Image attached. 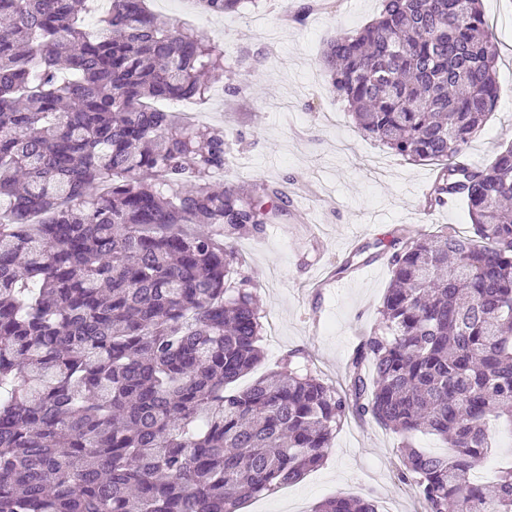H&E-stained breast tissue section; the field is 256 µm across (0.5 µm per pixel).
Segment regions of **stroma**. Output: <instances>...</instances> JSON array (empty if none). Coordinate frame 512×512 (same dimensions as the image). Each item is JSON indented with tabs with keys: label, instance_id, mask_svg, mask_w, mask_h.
Listing matches in <instances>:
<instances>
[{
	"label": "stroma",
	"instance_id": "1",
	"mask_svg": "<svg viewBox=\"0 0 512 512\" xmlns=\"http://www.w3.org/2000/svg\"><path fill=\"white\" fill-rule=\"evenodd\" d=\"M322 10L283 20V0H244L238 11L200 15L189 0H149L155 15L193 29L224 52L209 96L188 101L204 124L224 129L237 184L284 190L285 210L258 235L232 239L237 279L246 280L267 319L263 359L254 377L295 367L339 386L363 336L375 327L391 272L386 257L316 289L359 248L388 241L400 226L429 233L449 225L470 233L467 208L456 201L420 212L419 198L435 164L412 162L364 138L320 64L328 41L361 29L382 0H324ZM497 48L499 101L463 152L490 163L512 144V0H481ZM239 93L225 92L227 84ZM403 438L369 419L351 418L334 435L324 463L301 481L247 501L241 512H312L331 496L369 497L378 512H417L411 486L399 476Z\"/></svg>",
	"mask_w": 512,
	"mask_h": 512
}]
</instances>
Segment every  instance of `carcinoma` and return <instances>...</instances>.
<instances>
[{
    "instance_id": "cac0c4a2",
    "label": "carcinoma",
    "mask_w": 512,
    "mask_h": 512,
    "mask_svg": "<svg viewBox=\"0 0 512 512\" xmlns=\"http://www.w3.org/2000/svg\"><path fill=\"white\" fill-rule=\"evenodd\" d=\"M85 3L0 0V512H238L321 466L350 417L444 441L399 449L424 512H512V467L471 479L489 421L512 426V145L454 161L499 97L480 0H384L321 58L363 136L442 163L434 202L462 198L473 235L396 230L345 388L289 356L242 390L262 326L227 240L261 233L285 193L215 189L224 129L150 107L206 98L216 45L146 0H112L90 34Z\"/></svg>"
}]
</instances>
